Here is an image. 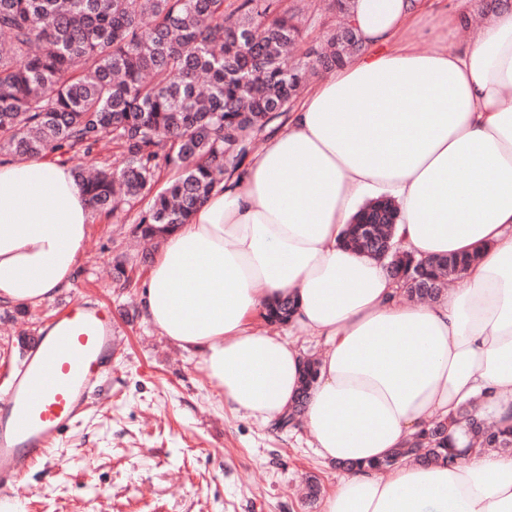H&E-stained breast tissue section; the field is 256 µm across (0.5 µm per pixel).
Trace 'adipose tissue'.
<instances>
[{
  "instance_id": "1",
  "label": "adipose tissue",
  "mask_w": 512,
  "mask_h": 512,
  "mask_svg": "<svg viewBox=\"0 0 512 512\" xmlns=\"http://www.w3.org/2000/svg\"><path fill=\"white\" fill-rule=\"evenodd\" d=\"M468 2L352 0L363 52L162 235L144 283L146 320L198 355L231 411L266 423L299 393L304 358L260 321L294 298L290 332L326 346L304 425L319 457L353 465L323 512H512V453L461 437L451 466L363 468L475 398L512 428V7L461 42ZM439 12L447 29L420 51L406 33ZM381 196L416 258L474 255L437 299L401 303L384 263L345 245ZM91 222L70 165L0 163V304L70 288Z\"/></svg>"
}]
</instances>
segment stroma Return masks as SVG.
I'll use <instances>...</instances> for the list:
<instances>
[{
	"mask_svg": "<svg viewBox=\"0 0 512 512\" xmlns=\"http://www.w3.org/2000/svg\"><path fill=\"white\" fill-rule=\"evenodd\" d=\"M283 3L304 9V45L320 48L336 23L323 0ZM134 216L125 208L94 216L71 288L36 306L0 305V380L70 301L108 308L117 338L86 417L9 496L22 512H322V500L307 499L303 487L312 479L328 492L341 471L315 455L308 433L230 411L196 358L144 319L150 265ZM118 260L131 287L114 279Z\"/></svg>",
	"mask_w": 512,
	"mask_h": 512,
	"instance_id": "stroma-1",
	"label": "stroma"
}]
</instances>
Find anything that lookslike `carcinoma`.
I'll return each instance as SVG.
<instances>
[{
  "mask_svg": "<svg viewBox=\"0 0 512 512\" xmlns=\"http://www.w3.org/2000/svg\"><path fill=\"white\" fill-rule=\"evenodd\" d=\"M300 12L281 8V0H0V33L8 36L0 48V151L68 164L108 140L119 165L75 171L93 212L106 217L168 172L135 216V230L155 241L189 223L224 174L243 165L253 136L290 112L308 75L354 55L341 25L318 55L300 52ZM398 218L394 202H370L345 244L386 258L407 297L434 299L476 256L416 260L394 246ZM293 310L284 297L265 318L284 323ZM316 374V361L307 359L288 421L303 413ZM477 408L467 402L389 457L357 468L380 471L411 457L452 464L451 428L471 447L512 452V431L485 425Z\"/></svg>",
  "mask_w": 512,
  "mask_h": 512,
  "instance_id": "obj_1",
  "label": "carcinoma"
}]
</instances>
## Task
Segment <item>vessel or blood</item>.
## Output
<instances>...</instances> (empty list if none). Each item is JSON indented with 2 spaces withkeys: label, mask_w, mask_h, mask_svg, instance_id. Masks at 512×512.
<instances>
[{
  "label": "vessel or blood",
  "mask_w": 512,
  "mask_h": 512,
  "mask_svg": "<svg viewBox=\"0 0 512 512\" xmlns=\"http://www.w3.org/2000/svg\"><path fill=\"white\" fill-rule=\"evenodd\" d=\"M112 314L82 302L46 324L0 386V487L62 442L112 364Z\"/></svg>",
  "instance_id": "obj_1"
}]
</instances>
